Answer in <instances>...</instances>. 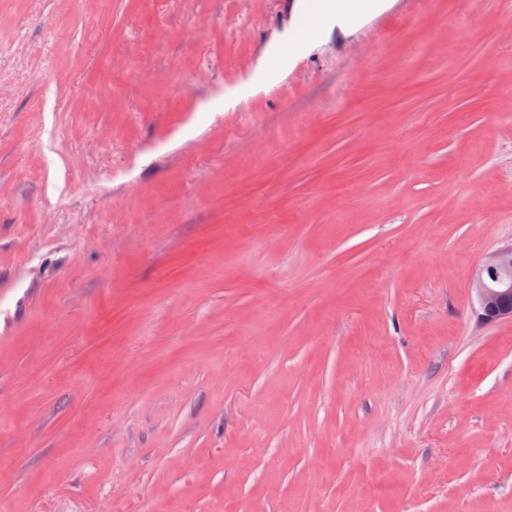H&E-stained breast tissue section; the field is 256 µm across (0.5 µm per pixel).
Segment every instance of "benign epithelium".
I'll return each instance as SVG.
<instances>
[{
	"mask_svg": "<svg viewBox=\"0 0 512 512\" xmlns=\"http://www.w3.org/2000/svg\"><path fill=\"white\" fill-rule=\"evenodd\" d=\"M472 292L483 321L512 320V246L485 257L472 282Z\"/></svg>",
	"mask_w": 512,
	"mask_h": 512,
	"instance_id": "obj_1",
	"label": "benign epithelium"
}]
</instances>
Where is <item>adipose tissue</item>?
<instances>
[{"instance_id":"adipose-tissue-1","label":"adipose tissue","mask_w":512,"mask_h":512,"mask_svg":"<svg viewBox=\"0 0 512 512\" xmlns=\"http://www.w3.org/2000/svg\"><path fill=\"white\" fill-rule=\"evenodd\" d=\"M379 0H311L299 16L295 29L286 44L274 46L265 56L257 71L259 78L277 75L285 66L290 52L305 46L311 35L332 18L356 17L373 12Z\"/></svg>"}]
</instances>
